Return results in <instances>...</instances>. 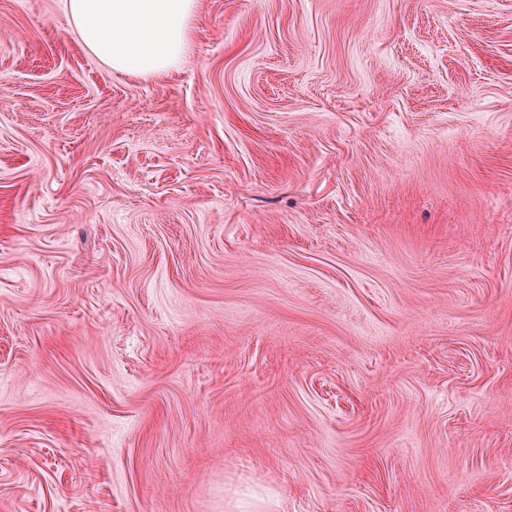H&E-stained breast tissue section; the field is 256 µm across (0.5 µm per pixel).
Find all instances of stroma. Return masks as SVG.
<instances>
[{
	"label": "stroma",
	"mask_w": 512,
	"mask_h": 512,
	"mask_svg": "<svg viewBox=\"0 0 512 512\" xmlns=\"http://www.w3.org/2000/svg\"><path fill=\"white\" fill-rule=\"evenodd\" d=\"M0 0V512H512V0H203L113 73Z\"/></svg>",
	"instance_id": "stroma-1"
}]
</instances>
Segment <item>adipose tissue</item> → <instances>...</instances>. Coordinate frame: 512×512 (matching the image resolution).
I'll return each mask as SVG.
<instances>
[{
	"label": "adipose tissue",
	"mask_w": 512,
	"mask_h": 512,
	"mask_svg": "<svg viewBox=\"0 0 512 512\" xmlns=\"http://www.w3.org/2000/svg\"><path fill=\"white\" fill-rule=\"evenodd\" d=\"M201 0H67L81 43L113 71L150 78L172 71L191 47Z\"/></svg>",
	"instance_id": "1"
}]
</instances>
